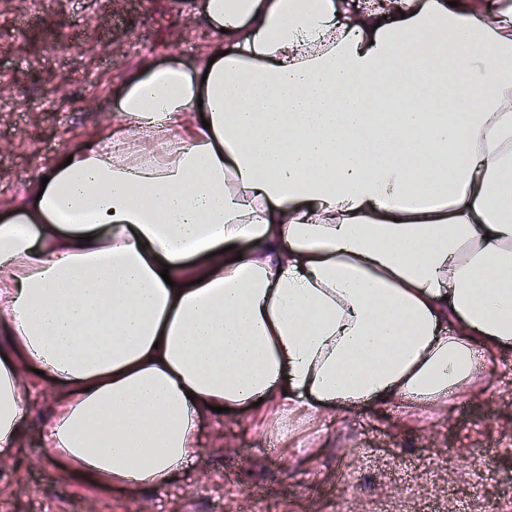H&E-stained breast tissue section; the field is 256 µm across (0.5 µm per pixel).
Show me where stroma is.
Here are the masks:
<instances>
[{"instance_id": "35a3bbf8", "label": "stroma", "mask_w": 512, "mask_h": 512, "mask_svg": "<svg viewBox=\"0 0 512 512\" xmlns=\"http://www.w3.org/2000/svg\"><path fill=\"white\" fill-rule=\"evenodd\" d=\"M204 0H0V217L64 151L105 136L118 94L146 62L201 60ZM485 384L440 405L274 402L210 414L166 487L118 494L69 475L43 445L58 385L22 372L19 445L0 450V512H486L512 489V348L480 350ZM463 452L469 465L452 464Z\"/></svg>"}]
</instances>
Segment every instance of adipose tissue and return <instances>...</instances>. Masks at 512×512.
<instances>
[{"instance_id": "adipose-tissue-1", "label": "adipose tissue", "mask_w": 512, "mask_h": 512, "mask_svg": "<svg viewBox=\"0 0 512 512\" xmlns=\"http://www.w3.org/2000/svg\"><path fill=\"white\" fill-rule=\"evenodd\" d=\"M204 12L212 65L145 66L0 221V447L43 371L49 453L121 494L166 486L209 407L437 404L512 346V0Z\"/></svg>"}]
</instances>
